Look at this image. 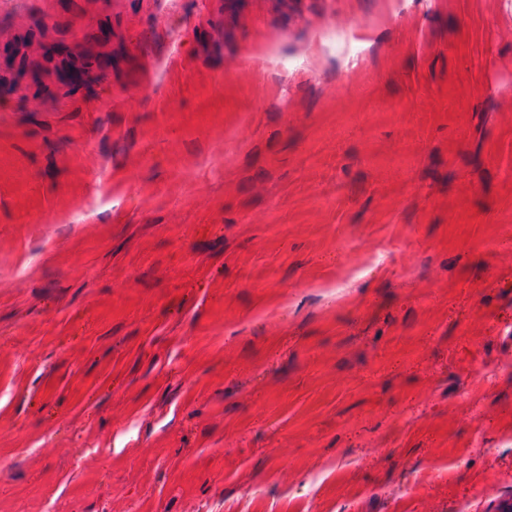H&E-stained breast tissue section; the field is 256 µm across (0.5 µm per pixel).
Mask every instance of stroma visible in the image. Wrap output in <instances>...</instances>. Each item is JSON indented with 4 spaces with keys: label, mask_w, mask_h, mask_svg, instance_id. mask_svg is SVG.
<instances>
[{
    "label": "stroma",
    "mask_w": 512,
    "mask_h": 512,
    "mask_svg": "<svg viewBox=\"0 0 512 512\" xmlns=\"http://www.w3.org/2000/svg\"><path fill=\"white\" fill-rule=\"evenodd\" d=\"M508 498L512 0H0V512Z\"/></svg>",
    "instance_id": "35a3bbf8"
}]
</instances>
